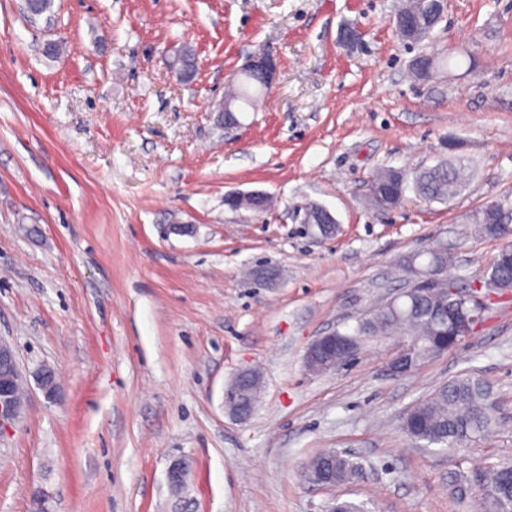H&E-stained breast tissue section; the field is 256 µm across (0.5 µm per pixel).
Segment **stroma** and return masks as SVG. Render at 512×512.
I'll use <instances>...</instances> for the list:
<instances>
[{
	"mask_svg": "<svg viewBox=\"0 0 512 512\" xmlns=\"http://www.w3.org/2000/svg\"><path fill=\"white\" fill-rule=\"evenodd\" d=\"M399 2L55 0L32 23L0 0V339L27 382L0 429V512H476L452 479L512 465V290L406 374L388 370L403 335L362 337L326 373L304 362L316 338L398 295L400 259L431 243L472 293L500 242L468 216L512 204V0H447L414 46L393 27ZM347 27L361 33L351 47ZM49 39L64 57L40 54ZM186 46L198 73L182 84ZM437 51L448 70L413 78L412 60ZM258 52L276 80L225 132L211 106ZM451 140L477 163L454 200L367 203L375 172L414 173ZM252 190L271 208L225 202ZM315 205L332 235L305 224ZM175 219L193 234L171 232ZM248 369L263 387L241 421L224 390ZM466 373L491 388V431L452 451L409 441L408 409ZM325 449L361 477L309 483Z\"/></svg>",
	"mask_w": 512,
	"mask_h": 512,
	"instance_id": "1",
	"label": "stroma"
}]
</instances>
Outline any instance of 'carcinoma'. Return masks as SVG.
<instances>
[{"mask_svg": "<svg viewBox=\"0 0 512 512\" xmlns=\"http://www.w3.org/2000/svg\"><path fill=\"white\" fill-rule=\"evenodd\" d=\"M53 7L54 0H32L24 5V12L33 19L50 14ZM408 12L415 13L417 17L419 33L416 41L426 39L434 29V0H404L398 14ZM176 67L182 75V82L189 83L195 79L197 61L192 49L186 48L180 53ZM262 91L261 84L243 71L224 101L212 105V111L222 112L227 106L235 112H242L244 107L254 106ZM473 172V161L462 155L440 159L411 178L401 171L384 169L376 173L372 182L378 187L392 185L391 199L386 203L372 196L370 200L375 207L390 210L411 190L424 201L448 202L466 187ZM471 221L479 225L486 235L501 241L487 271V282L504 281L511 289L512 269L504 264V257L512 252V208L487 204L472 214ZM450 262L448 250L438 243L402 257L399 265L407 274L409 284H414L421 273L426 272L434 276L432 287L396 300L391 306L380 305L353 331L343 332L341 336L351 339L406 333L419 342L416 363L429 358L434 349L444 347L445 336L448 335V277L444 272ZM254 391V377L243 379L239 383L238 404L247 407L255 403ZM495 423L490 388L480 377L469 373L448 381L413 405L404 417L403 430L419 446L456 449L484 436ZM307 466L311 469L330 467L333 478L340 484L361 474L360 467L341 452L334 455L319 453L309 460ZM511 474L510 466L489 468L476 464L468 472L455 476L453 489L461 496L473 494L478 497L481 512H512V494L507 483Z\"/></svg>", "mask_w": 512, "mask_h": 512, "instance_id": "cac0c4a2", "label": "carcinoma"}]
</instances>
